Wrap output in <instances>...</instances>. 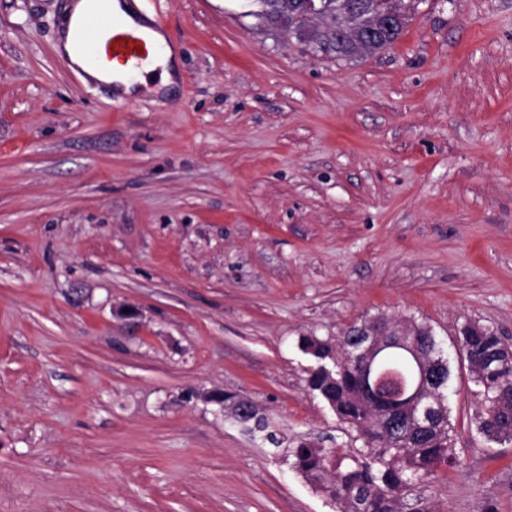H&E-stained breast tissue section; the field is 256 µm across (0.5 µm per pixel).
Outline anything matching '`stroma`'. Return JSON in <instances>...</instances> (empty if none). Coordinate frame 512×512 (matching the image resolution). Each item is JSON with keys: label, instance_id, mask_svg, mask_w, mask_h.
<instances>
[{"label": "stroma", "instance_id": "obj_1", "mask_svg": "<svg viewBox=\"0 0 512 512\" xmlns=\"http://www.w3.org/2000/svg\"><path fill=\"white\" fill-rule=\"evenodd\" d=\"M65 4L0 0V512H336L288 455L349 441L301 341L372 317L450 362L433 512H512L454 344L512 343V0H404L350 61L246 0H139L182 82L123 109L56 64Z\"/></svg>", "mask_w": 512, "mask_h": 512}]
</instances>
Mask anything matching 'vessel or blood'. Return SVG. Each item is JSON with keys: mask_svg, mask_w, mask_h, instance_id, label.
<instances>
[{"mask_svg": "<svg viewBox=\"0 0 512 512\" xmlns=\"http://www.w3.org/2000/svg\"><path fill=\"white\" fill-rule=\"evenodd\" d=\"M84 5V13L72 30V52L57 56L63 68L82 75L103 69L114 60L131 72L150 64L155 50L152 41L114 13L110 0H84Z\"/></svg>", "mask_w": 512, "mask_h": 512, "instance_id": "1", "label": "vessel or blood"}]
</instances>
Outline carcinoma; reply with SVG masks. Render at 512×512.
Here are the masks:
<instances>
[{"instance_id":"cac0c4a2","label":"carcinoma","mask_w":512,"mask_h":512,"mask_svg":"<svg viewBox=\"0 0 512 512\" xmlns=\"http://www.w3.org/2000/svg\"><path fill=\"white\" fill-rule=\"evenodd\" d=\"M362 325L374 326L390 345L377 356L371 371H364L352 335L355 324L340 340L342 358L330 368L332 346L309 339L305 351L318 360L310 373L308 387L320 395L350 428V438L362 442L347 451L321 448L302 441L291 451L293 467L318 490L339 505L340 512H432L426 506L409 507L404 498L414 484L426 482L441 466L458 463L452 448L454 427L448 406L449 360L437 343L432 329L416 324L412 331L421 355L428 356L420 368L412 355L395 341L398 330L390 323L372 319ZM457 347L468 361L479 398L480 412L473 424L478 435L489 442H512V344L491 328L466 325ZM401 378L407 393L426 376L429 399L419 409L403 405L394 409L381 390H373L382 373Z\"/></svg>"}]
</instances>
